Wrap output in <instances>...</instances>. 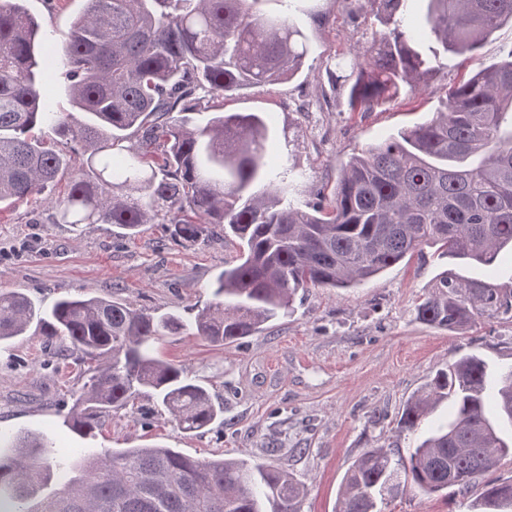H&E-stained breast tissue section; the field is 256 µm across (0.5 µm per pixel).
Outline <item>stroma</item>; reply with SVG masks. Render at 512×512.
<instances>
[{"label": "stroma", "mask_w": 512, "mask_h": 512, "mask_svg": "<svg viewBox=\"0 0 512 512\" xmlns=\"http://www.w3.org/2000/svg\"><path fill=\"white\" fill-rule=\"evenodd\" d=\"M296 13L309 46L287 81L256 85L211 100L210 111L260 112L274 130L267 162L294 166L303 180L293 195L308 208L331 191L349 157L401 129L431 119L447 90L479 66L512 52V24L485 39L471 59L448 66L415 90L369 112L351 111L335 77L338 53L361 48L384 26L363 0H301ZM53 54L84 9L83 0H26ZM41 198L0 220V291H21L36 304L98 295L160 313L193 317L213 299L216 276L239 256L235 239L173 240L164 225L146 224L133 237L108 224L45 221ZM448 260L434 247L367 283L312 288L294 313L252 336L215 346L191 336H167L155 352L205 385L224 404V422L186 436L165 415L120 411L95 438L83 439L63 416L87 382L93 361L61 344L25 335L0 345V427L41 432L59 448L95 450L162 444L198 459L260 458L293 472L307 488L298 512H334L343 476L365 449L384 446L407 456L416 436L402 429L406 401L437 370L476 353L490 364L512 362V323L479 318L450 331L418 321L414 308ZM512 480V459L476 479L468 495L400 492L383 512H470L486 482Z\"/></svg>", "instance_id": "stroma-1"}]
</instances>
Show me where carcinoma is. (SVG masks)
Listing matches in <instances>:
<instances>
[{
  "label": "carcinoma",
  "mask_w": 512,
  "mask_h": 512,
  "mask_svg": "<svg viewBox=\"0 0 512 512\" xmlns=\"http://www.w3.org/2000/svg\"><path fill=\"white\" fill-rule=\"evenodd\" d=\"M292 2L85 0L55 61L70 110L53 112L42 103L46 36L24 0H0V214L41 196L51 224H110L129 237L165 224L175 240L232 237L240 247L191 319L97 296L42 309L22 292L0 294V343L33 325L100 362L65 415L84 438L141 398L188 436L224 422L223 403L155 354L164 336L216 346L253 336L288 317L299 291L355 288L424 246L484 267L512 251V128L503 127L512 51L450 87L431 120L342 163L309 211L290 200L288 167L268 166L271 128L260 113L173 116L292 77L308 53ZM370 2L387 30L336 62L358 112L426 83L445 57L472 53L512 22V0H427L420 25L405 23L406 0ZM424 31L436 41L429 56L417 49ZM45 128L53 139L38 135ZM501 315L512 319V286L451 269L415 308L416 319L448 329ZM444 400L447 422L426 429L408 461L379 447L351 463L336 512H380L401 487L466 494L512 457V365L459 357L406 402L401 428L417 431ZM304 492L258 458L199 460L157 445L62 455L33 433L0 430V512H297ZM475 507L512 512V481L485 485Z\"/></svg>",
  "instance_id": "obj_1"
}]
</instances>
